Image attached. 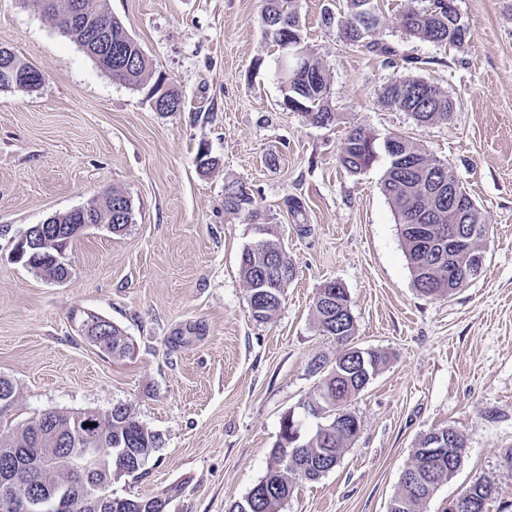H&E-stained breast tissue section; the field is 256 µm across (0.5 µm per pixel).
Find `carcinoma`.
Masks as SVG:
<instances>
[{"label": "carcinoma", "instance_id": "cac0c4a2", "mask_svg": "<svg viewBox=\"0 0 512 512\" xmlns=\"http://www.w3.org/2000/svg\"><path fill=\"white\" fill-rule=\"evenodd\" d=\"M34 10H43L54 20L56 26L85 52L106 69L112 68V78L133 87L145 84L150 76V64L140 45L128 34L122 23L112 16L106 0H83L86 13L78 17L68 15L72 0H21ZM376 0H347L350 20L343 29L344 39L356 46H362L381 56L395 55V49L376 37L380 18L372 13L371 24L362 22L363 11L374 6ZM109 19L112 24V54L103 51L89 37L88 24ZM405 33L415 39L435 44L461 47L469 34V28L460 14L452 13L448 0H428L421 6L419 0H408L407 6L397 17ZM262 28L270 27L290 37L304 51L308 61L309 74L289 69L288 62H277L280 84L283 91V105L290 111L300 112L306 120L322 127H331L336 113L328 105L329 83L322 65L307 51L300 25L299 15L293 0H267L261 14ZM10 62L17 67V82L12 87L24 90L38 88L26 80L27 70L33 66L11 55ZM386 103L410 114L417 125L427 127L447 120L454 103L437 86L419 78L407 76L393 80L384 91ZM401 141L399 150L389 157V166L382 183V190L392 205L399 224L400 236L412 274L414 286L422 293L433 296L448 293L464 287L461 282L448 285V260L433 263L428 259L422 242L408 231V225L418 219L432 226L434 234H441L448 224H461L458 214H448V206L442 203L439 186L448 185L456 177L443 163L430 158L416 140L397 136ZM373 136L366 129L356 126L345 136L338 155L339 164L351 174H358L374 163L370 152ZM240 182H230L224 187V210L241 214L247 223L265 224L267 218L254 196H240L237 188ZM128 201L122 191L114 189L104 198L93 202L95 209L88 214L67 211L58 214V223L63 225L62 236L58 238L57 250L67 251L76 236L69 234L71 224H112V232L118 233L128 224L124 204ZM274 230L267 238L243 248L239 269L248 292L251 318L260 323L272 320L278 313L286 288L295 277V267L288 254L272 239ZM315 323L321 332L334 337L336 344L343 348L355 335L351 319L349 296L341 284L334 288H320L314 300ZM104 351L113 357L124 358L132 351L127 336L112 326V335L105 337ZM337 370L328 371L314 395L306 401L307 415L318 419L315 428L306 435L305 447L294 454H288V419L281 422L280 438L271 450V459L265 475L246 496L234 504L236 512H280L293 493L296 480L315 481L326 475L343 449L354 438V433L336 426V414L341 410L346 417L357 421V415L350 410V399L369 384L359 369V363L340 358ZM80 413L92 414L102 427L100 447L126 448L129 456L117 453L101 457L98 469L91 472L87 487L72 489L83 507L80 512H165L168 504L166 489L148 499H131L112 495V480L124 476L139 478L145 474L144 466L150 456L160 447V437L139 422L131 406L121 403L112 409V414L97 409L85 408ZM48 422H34L30 419L15 426L0 427V465L5 461L21 463L29 468L36 465L38 457L34 452L54 454L55 466L42 472L40 485L32 487L24 474L18 475L13 484V495L37 494L48 500L45 512H70L68 500L61 495V487L71 479L70 464L65 446L54 443L50 430L62 435L68 434L67 426L79 420L72 412H52ZM440 434L455 437L447 457L435 459L420 452L428 439ZM464 456V440L453 428L443 427L425 434L414 451L411 468L420 479V484L400 486L394 500L400 501L394 512H423L427 500L441 483L448 479L460 466ZM492 494L491 483L478 479L463 492L469 500V512H486L485 507Z\"/></svg>", "mask_w": 512, "mask_h": 512}]
</instances>
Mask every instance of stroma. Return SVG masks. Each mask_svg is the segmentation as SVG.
Listing matches in <instances>:
<instances>
[{
  "mask_svg": "<svg viewBox=\"0 0 512 512\" xmlns=\"http://www.w3.org/2000/svg\"><path fill=\"white\" fill-rule=\"evenodd\" d=\"M404 3L379 0L391 63L343 39L346 0H295L336 114L320 127L283 106L265 0H107L153 76L181 90L178 112L155 111L148 86L113 80L47 17L0 0V45L44 75L33 91L0 89V377L16 390L0 421L129 404L161 445L145 475L113 481V494L175 486L165 512H228L265 475L283 417L314 394L312 361L336 357L313 315L318 289L335 281L355 344L386 362L350 401L358 436L333 470L297 482L282 512H389L418 440L446 426L466 442L463 462L424 512H448L480 478L495 489L486 512H512L501 464L512 450V0H455L470 29L458 49L407 36L394 20ZM408 58L420 67L406 69ZM409 75L452 98L448 120L423 128L385 103L384 86ZM353 126L380 141L413 137L447 165L489 220L479 277L449 295L416 290L381 189L387 157L355 175L338 164ZM203 149L216 161L204 174ZM232 181L278 225L296 268L266 323L251 319L239 274L255 236L224 210ZM114 189L130 198L133 223L85 230L65 282L14 262L30 225ZM90 314L119 327L133 355L90 342Z\"/></svg>",
  "mask_w": 512,
  "mask_h": 512,
  "instance_id": "stroma-1",
  "label": "stroma"
}]
</instances>
